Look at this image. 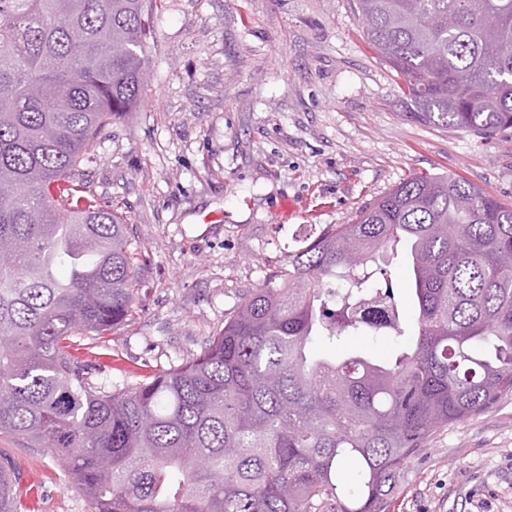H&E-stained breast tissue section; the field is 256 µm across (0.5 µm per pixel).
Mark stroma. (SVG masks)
I'll return each mask as SVG.
<instances>
[{
    "mask_svg": "<svg viewBox=\"0 0 512 512\" xmlns=\"http://www.w3.org/2000/svg\"><path fill=\"white\" fill-rule=\"evenodd\" d=\"M147 92L98 139L87 189L122 212L140 280L104 332L126 387L200 352L252 288L324 224L422 173L512 207V128L489 137L408 117L353 0H160ZM35 512H91L56 459L0 434ZM390 512H512V392L438 429L405 462Z\"/></svg>",
    "mask_w": 512,
    "mask_h": 512,
    "instance_id": "obj_1",
    "label": "stroma"
}]
</instances>
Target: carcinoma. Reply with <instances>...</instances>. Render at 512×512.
Segmentation results:
<instances>
[{
    "label": "carcinoma",
    "mask_w": 512,
    "mask_h": 512,
    "mask_svg": "<svg viewBox=\"0 0 512 512\" xmlns=\"http://www.w3.org/2000/svg\"><path fill=\"white\" fill-rule=\"evenodd\" d=\"M157 0H0V433L93 512H389L412 452L512 391V207L438 174L327 224L200 353L132 387L86 342L136 305L127 220L85 190L139 104ZM424 123L512 127V0H357ZM402 255L396 296L385 257ZM374 297L385 327L357 313ZM403 342L391 359L354 336ZM0 453V512L35 492Z\"/></svg>",
    "instance_id": "obj_1"
}]
</instances>
